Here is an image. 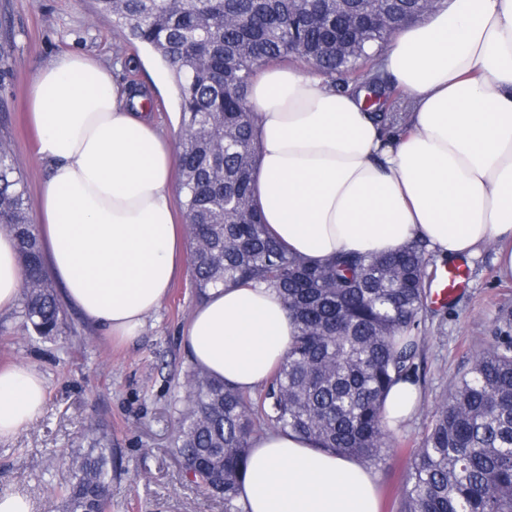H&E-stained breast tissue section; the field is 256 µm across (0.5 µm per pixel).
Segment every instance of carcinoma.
<instances>
[{
    "label": "carcinoma",
    "instance_id": "obj_1",
    "mask_svg": "<svg viewBox=\"0 0 512 512\" xmlns=\"http://www.w3.org/2000/svg\"><path fill=\"white\" fill-rule=\"evenodd\" d=\"M130 45L168 67L182 112L179 170L198 294L218 286L278 291L296 335L257 397L189 372L174 450L198 487L242 512L237 497L251 444L263 429H291L318 447L371 466L390 447L384 400L417 383L425 311L426 247L339 252L322 264L288 251L253 203L258 160L252 79L301 61L336 89L365 92V107L391 136L406 129L407 97L378 72L377 53L399 27L440 0H95ZM31 200L9 144L0 145V229L12 234L25 272L21 312L34 333H62L65 313L50 282ZM62 487L64 512H102L112 485V446L97 427ZM401 512H512V336L478 352L452 385L413 454Z\"/></svg>",
    "mask_w": 512,
    "mask_h": 512
}]
</instances>
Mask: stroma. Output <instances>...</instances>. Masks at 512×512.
<instances>
[{"label": "stroma", "mask_w": 512, "mask_h": 512, "mask_svg": "<svg viewBox=\"0 0 512 512\" xmlns=\"http://www.w3.org/2000/svg\"><path fill=\"white\" fill-rule=\"evenodd\" d=\"M1 17L9 23L8 32L0 31L9 60L0 72V135L11 144L30 196H37L48 164L36 155L25 99L34 73L59 53L85 54L117 80L152 86L161 130L179 137L168 116L169 73L150 51L115 34L94 0H0ZM494 257L487 246L465 263L466 287L452 305H426L416 359L421 401L392 430L386 460L376 468L381 512H400L412 452L471 357L512 336V278L500 276ZM198 302L190 271L180 272L139 336L120 346L71 307L64 333L49 339L26 327L19 308L0 311V365H33L48 386L43 412L0 441V491L28 496L36 512H58L61 502L49 484L61 479L96 421L110 434L119 466L110 512H224L222 499L190 484L172 449L176 409L193 367L180 338Z\"/></svg>", "instance_id": "stroma-1"}]
</instances>
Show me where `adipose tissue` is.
I'll list each match as a JSON object with an SVG mask.
<instances>
[{
  "label": "adipose tissue",
  "mask_w": 512,
  "mask_h": 512,
  "mask_svg": "<svg viewBox=\"0 0 512 512\" xmlns=\"http://www.w3.org/2000/svg\"><path fill=\"white\" fill-rule=\"evenodd\" d=\"M380 69L409 101L396 137L314 69L273 65L254 79L265 224L313 262L412 240L452 262L492 243L512 276V0H448L400 29ZM146 99L99 61L63 53L38 69L26 100L50 163L36 216L52 274L69 305L122 341L138 337L184 263L178 153ZM23 280L16 241L0 231V310L16 305ZM294 334L275 290L228 286L194 308L181 344L197 368L250 391ZM46 388L34 366L0 368V440L36 418ZM238 502L243 512H380L371 468L289 430L254 440Z\"/></svg>",
  "instance_id": "1"
}]
</instances>
